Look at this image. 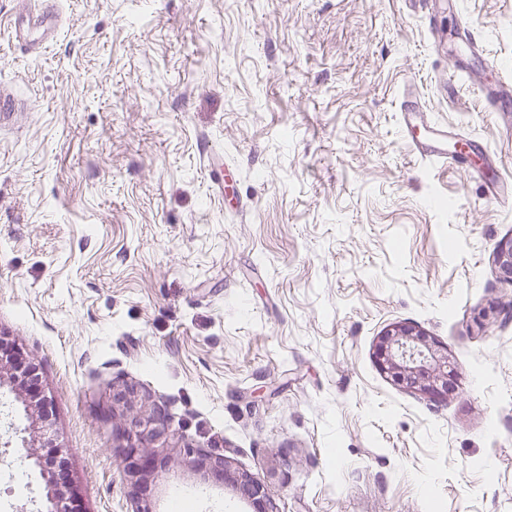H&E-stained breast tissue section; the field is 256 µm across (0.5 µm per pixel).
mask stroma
Instances as JSON below:
<instances>
[{"instance_id": "35a3bbf8", "label": "stroma", "mask_w": 512, "mask_h": 512, "mask_svg": "<svg viewBox=\"0 0 512 512\" xmlns=\"http://www.w3.org/2000/svg\"><path fill=\"white\" fill-rule=\"evenodd\" d=\"M0 0V338L40 366L81 512H248L183 459L224 457L277 512H512V0H61L31 54ZM469 19L479 55L458 39ZM414 84L484 169L413 153ZM224 163L225 190L209 177ZM447 345V400L402 389L392 325ZM167 402L144 487L119 430ZM29 421L0 390V512H34ZM481 99L484 111L490 115H496L497 112H512V81L497 75L495 85L485 89Z\"/></svg>"}]
</instances>
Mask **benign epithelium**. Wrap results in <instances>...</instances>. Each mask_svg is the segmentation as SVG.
Masks as SVG:
<instances>
[{
	"label": "benign epithelium",
	"instance_id": "7a95c632",
	"mask_svg": "<svg viewBox=\"0 0 512 512\" xmlns=\"http://www.w3.org/2000/svg\"><path fill=\"white\" fill-rule=\"evenodd\" d=\"M377 359L379 368L399 385L431 400L447 396L449 383L457 378L448 348L434 337L409 326L394 325L378 337ZM6 386L14 395L15 402L31 417L30 431L36 432L39 429L36 415L45 402L44 397L36 387L26 388L19 384L12 369L0 364V389ZM170 420L168 407L163 403L154 407L147 420L136 421L123 429L127 453L135 459V465L125 470L133 485L140 486L159 456L156 445L167 437ZM22 450L39 469L44 481L41 512H79L72 488L60 478L61 460L39 453L30 444L22 446ZM182 453L192 463L208 469L214 478L232 486L242 500L251 504L254 512H270L272 500L259 479L237 473L224 459L209 456L197 448L186 446Z\"/></svg>",
	"mask_w": 512,
	"mask_h": 512
}]
</instances>
